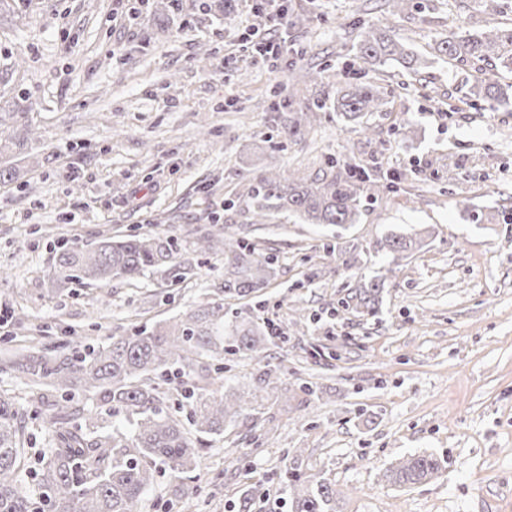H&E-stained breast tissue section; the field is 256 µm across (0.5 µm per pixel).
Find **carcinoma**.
<instances>
[{
  "instance_id": "carcinoma-1",
  "label": "carcinoma",
  "mask_w": 512,
  "mask_h": 512,
  "mask_svg": "<svg viewBox=\"0 0 512 512\" xmlns=\"http://www.w3.org/2000/svg\"><path fill=\"white\" fill-rule=\"evenodd\" d=\"M355 55L374 66L397 61L418 71L419 57L392 31L374 23H360ZM435 56L459 63L486 64L496 71L512 72V21L480 33L448 30L435 42ZM472 95L499 106L512 105V85L478 80ZM384 106L379 92L369 83L353 84L329 104L317 101L306 112L286 119L283 135L297 139L307 130L308 113L333 109L342 119L361 121ZM373 186L393 191V185L370 178L337 158L313 177L293 172L259 178L247 188L255 224L266 223L272 214H288L306 224H355L360 215L364 189ZM424 246L413 234H389L380 250L411 255ZM194 251L224 254V288L221 296L201 302L169 320L145 326L131 335L114 336L85 352L70 350L59 340L12 359L4 369L17 372L36 386L51 385L64 391L71 402L75 392L91 394L100 409H73L74 425L58 404L47 401L40 408L43 421L54 429L52 447L41 457L36 471L37 490L48 512H142L146 495L156 483L159 466L177 481L184 496L196 492L188 485L200 458L204 438L224 434L251 403L224 386L209 392L184 394L187 413L180 418L167 405L160 380L176 372L199 377H224V366L214 370L204 360L220 361L226 355L258 364L267 358L265 325L245 319H226L224 297L243 298L267 287L276 275L277 258L254 245L225 234L223 227L197 238ZM187 251L165 234H130L88 243L73 238L56 252L53 285L73 281L106 285L116 279L135 280L148 273L184 274ZM386 276L362 282L348 293L345 308L375 315L381 303ZM124 419L129 430L106 425L104 416ZM24 412L7 392L0 391V512H29L32 492L19 480L23 455ZM443 461L432 454H411L391 464L384 473L395 485H414L432 479ZM289 512H336V487L319 475L303 478L288 473Z\"/></svg>"
}]
</instances>
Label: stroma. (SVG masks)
<instances>
[{"label": "stroma", "mask_w": 512, "mask_h": 512, "mask_svg": "<svg viewBox=\"0 0 512 512\" xmlns=\"http://www.w3.org/2000/svg\"><path fill=\"white\" fill-rule=\"evenodd\" d=\"M290 0L307 27H270L249 0L224 12L217 0H32L22 20L0 22V67L19 61L0 87L6 104L29 102L0 140L17 181L0 185V361L60 340L78 348L162 321L224 284V256L200 257L180 280L151 274L130 285L69 284L51 292L60 237L88 242L118 233H164L192 244L212 222L277 257L263 296L233 300L245 316L271 319L283 335L267 346L279 378L223 436L207 439L199 495L175 499L161 476L145 512H229L242 495L269 492L254 512H285L286 466L336 485L337 512H512V107L475 102L477 77L507 72L432 57L449 29L475 32L512 19V0ZM395 31L422 58L412 73L355 58L361 20ZM287 42L276 61L250 32ZM313 67L315 83L294 78ZM249 76L239 80L240 69ZM378 86L385 104L373 137L336 113H318L300 141L282 137L285 116L341 83ZM335 156L395 192L365 191L357 224H256L251 180L298 171L309 177ZM424 232L409 258L380 251L393 232ZM355 258L347 266L346 258ZM387 273L376 316L340 314L361 277ZM307 319L297 322V310ZM318 388L308 405L303 384ZM21 479L35 485L51 435L26 418ZM430 453L445 466L428 482L398 487L391 463Z\"/></svg>", "instance_id": "1"}]
</instances>
